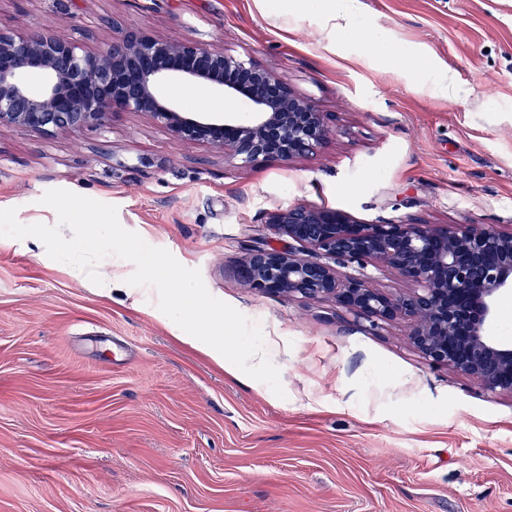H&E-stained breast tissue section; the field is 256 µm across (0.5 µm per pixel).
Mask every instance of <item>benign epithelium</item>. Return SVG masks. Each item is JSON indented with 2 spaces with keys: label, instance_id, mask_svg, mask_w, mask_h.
Segmentation results:
<instances>
[{
  "label": "benign epithelium",
  "instance_id": "benign-epithelium-1",
  "mask_svg": "<svg viewBox=\"0 0 512 512\" xmlns=\"http://www.w3.org/2000/svg\"><path fill=\"white\" fill-rule=\"evenodd\" d=\"M32 71L45 76L38 90L28 81ZM175 82L238 102L245 113L188 112L167 93ZM119 111L147 113L174 139L204 143L241 167L305 157L333 132L312 99L222 47L130 28L119 43L91 50L76 37L0 27V129L79 134L106 127ZM270 224L288 248L248 254L240 276L249 288L332 299L372 329L406 319L411 343L430 364L512 394V340L489 334L500 298L512 294V228L362 224L306 206L279 210ZM336 260L391 269L412 288L386 293L364 276L337 271Z\"/></svg>",
  "mask_w": 512,
  "mask_h": 512
}]
</instances>
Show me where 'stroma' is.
<instances>
[{"label":"stroma","mask_w":512,"mask_h":512,"mask_svg":"<svg viewBox=\"0 0 512 512\" xmlns=\"http://www.w3.org/2000/svg\"><path fill=\"white\" fill-rule=\"evenodd\" d=\"M0 0V26L116 43L109 17L248 56L330 113L313 155L238 168L143 112L75 135L0 131V209L111 204L262 325L285 398L175 339L151 287L77 277L0 238V512H512V394L430 366L406 322L371 331L331 301L269 296L239 267L284 248L294 205L364 223L512 225V0ZM447 70L455 91L434 90Z\"/></svg>","instance_id":"1"}]
</instances>
